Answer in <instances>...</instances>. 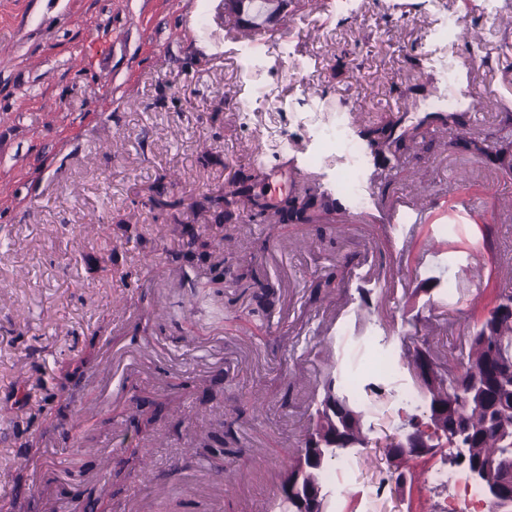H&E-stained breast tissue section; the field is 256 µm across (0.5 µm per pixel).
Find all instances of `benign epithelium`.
I'll use <instances>...</instances> for the list:
<instances>
[{
	"instance_id": "7a95c632",
	"label": "benign epithelium",
	"mask_w": 512,
	"mask_h": 512,
	"mask_svg": "<svg viewBox=\"0 0 512 512\" xmlns=\"http://www.w3.org/2000/svg\"><path fill=\"white\" fill-rule=\"evenodd\" d=\"M425 365L413 371L417 387L423 395H428L426 380L431 371L436 369V359L432 353L423 355ZM448 396L468 405L480 403L484 395L480 390L478 375L471 377L468 389L453 385ZM336 400H331L327 409V418L311 443V448L303 452L295 462L293 477L283 476L278 487V499L282 512H324L328 491L325 486L310 478V471L329 457L346 453L358 447V443L340 437L336 433ZM499 428L501 448L498 454L512 457V420L504 414L495 416ZM393 456L402 463H416L427 455H432L439 448L449 450L448 460L464 466L470 479L483 484L484 496L490 512H512V470H503L494 480L487 479V471L495 466V460L485 463L473 461L470 431L466 423L450 425L444 420L441 404L434 403V410L417 417L404 425L393 439Z\"/></svg>"
}]
</instances>
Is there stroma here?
<instances>
[{
  "label": "stroma",
  "instance_id": "stroma-1",
  "mask_svg": "<svg viewBox=\"0 0 512 512\" xmlns=\"http://www.w3.org/2000/svg\"><path fill=\"white\" fill-rule=\"evenodd\" d=\"M479 34L487 62L463 67ZM449 92L470 134L512 138V0H0V512H68L88 488L93 512H280L322 381L354 368L370 445L330 512H460L394 480L383 447L415 383L368 372L382 346L459 357L512 295V173L451 146L429 117ZM342 117L357 141L404 136L367 152L362 207L312 136ZM169 177L175 208L152 206ZM218 189L238 204L194 208ZM304 196L327 210L280 221ZM144 456L151 483L116 474Z\"/></svg>",
  "mask_w": 512,
  "mask_h": 512
}]
</instances>
